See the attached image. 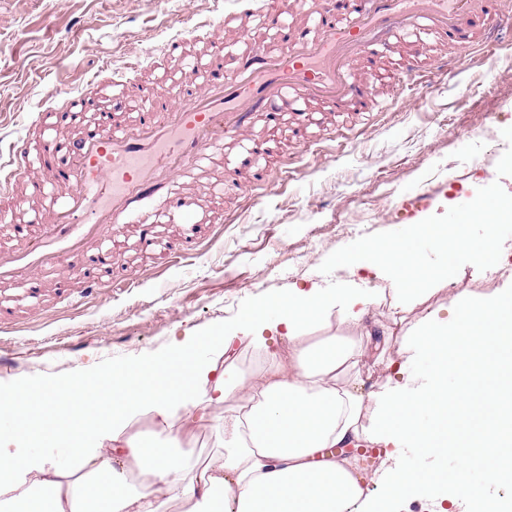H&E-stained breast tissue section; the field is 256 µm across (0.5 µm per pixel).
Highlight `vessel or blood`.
<instances>
[{
  "mask_svg": "<svg viewBox=\"0 0 512 512\" xmlns=\"http://www.w3.org/2000/svg\"><path fill=\"white\" fill-rule=\"evenodd\" d=\"M476 0H348L339 13H322L320 0H266L261 26L297 29L293 45L267 49L252 30L239 34L240 53L218 38L209 42L214 70L230 77L204 86L188 102L179 91L158 92L119 77L98 134H72L67 144L43 136L37 148L42 173L30 168L28 140H18L10 164L26 198L43 193L45 180L61 184L65 204L22 248L0 249V282L68 261L78 266L100 232L148 223L154 196L167 194L206 150L242 140L253 120L298 101L316 100L340 112L356 102L362 82L352 64L375 42L393 46L398 33L426 19L469 40Z\"/></svg>",
  "mask_w": 512,
  "mask_h": 512,
  "instance_id": "1",
  "label": "vessel or blood"
}]
</instances>
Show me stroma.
<instances>
[{
	"label": "stroma",
	"instance_id": "stroma-1",
	"mask_svg": "<svg viewBox=\"0 0 512 512\" xmlns=\"http://www.w3.org/2000/svg\"><path fill=\"white\" fill-rule=\"evenodd\" d=\"M263 0H0V162L18 139L33 138L38 114L52 130L65 123L55 107L80 111L105 101L109 65L145 85H179L191 95L210 78L206 49L213 19L233 41L258 25ZM382 50L360 55L362 105L326 112L319 125L293 126L289 113L255 124L242 144L208 156L179 186L204 194L188 224L172 223L171 203L154 208L155 239L139 224L102 237L112 254L73 270L60 264L27 280L0 284V388L42 386L67 377L103 378L136 371L166 352L172 337L204 333L231 321L248 303L302 281L325 288L351 279L336 254L364 239L400 235L408 224L441 218L456 195L498 182L512 157V33L494 55L464 51L453 33L423 36L418 70L378 83L371 71ZM456 57L448 74L436 59ZM285 131L266 154L254 151L264 125ZM433 190L428 207L411 199ZM63 199L47 186L42 199L15 210L0 228V246L21 244ZM444 286L411 311L392 294L372 305L366 325L333 310L312 340L363 339L366 327L388 325L392 347L427 310L447 304L454 289L488 292L494 274L456 266Z\"/></svg>",
	"mask_w": 512,
	"mask_h": 512
}]
</instances>
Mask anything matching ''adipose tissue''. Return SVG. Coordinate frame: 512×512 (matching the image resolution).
Returning a JSON list of instances; mask_svg holds the SVG:
<instances>
[{"mask_svg": "<svg viewBox=\"0 0 512 512\" xmlns=\"http://www.w3.org/2000/svg\"><path fill=\"white\" fill-rule=\"evenodd\" d=\"M469 219L414 224L408 236L338 253V265L389 281L406 308L450 282L452 267L439 253L500 274L492 293L453 296L452 318L424 314L396 357H388L385 339L369 349L335 336L306 342L304 331L333 308L355 323L368 314L377 289L345 281L266 296L216 335L222 351L243 339L264 351L270 367L258 383L235 364L200 358L183 338L165 359L131 378L99 380L92 394L74 378L0 390V512H92L97 503L104 512H395L439 478L395 464L404 448L437 457L458 450L444 491L449 505L474 512L483 503L494 512L491 488L512 486V408L503 383L512 374V255L499 234L512 223V195L480 200ZM473 223L483 227L477 248L468 238ZM423 239L437 257L420 249ZM372 350L392 378L384 390L362 394ZM91 397L97 414L70 429L68 418ZM231 398L237 404L229 409ZM455 411L466 419L452 428L446 416ZM218 412L219 452L198 461L183 440ZM140 417L154 423L153 441L132 431ZM366 441L386 449L370 481L342 453ZM134 470L144 477L137 485L129 481Z\"/></svg>", "mask_w": 512, "mask_h": 512, "instance_id": "1", "label": "adipose tissue"}]
</instances>
